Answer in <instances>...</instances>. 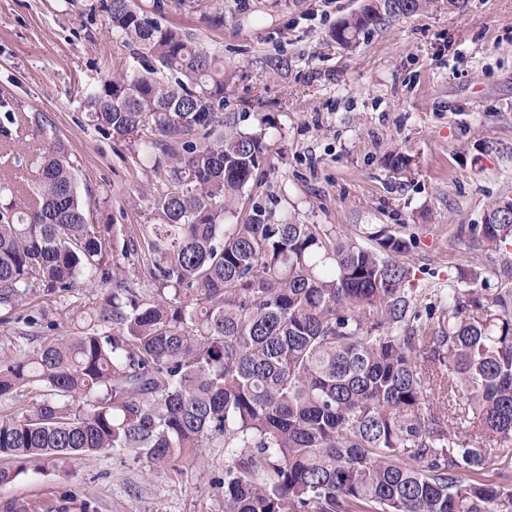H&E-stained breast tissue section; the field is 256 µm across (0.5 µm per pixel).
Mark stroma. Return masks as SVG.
I'll use <instances>...</instances> for the list:
<instances>
[{"label": "stroma", "mask_w": 512, "mask_h": 512, "mask_svg": "<svg viewBox=\"0 0 512 512\" xmlns=\"http://www.w3.org/2000/svg\"><path fill=\"white\" fill-rule=\"evenodd\" d=\"M134 0L162 26L192 34L224 58L226 116L268 146L259 180L229 223L254 207L273 219L321 224L363 241L371 229L414 236L404 254L415 283L448 287L459 269L499 287L496 257L469 249L458 226L483 223L512 201V0H429L336 43V24L365 0ZM110 0H0V145L23 152L65 144L94 223L116 240L153 223L161 179L139 137L115 139L91 125L85 92L131 76L136 49L107 21ZM224 15L211 26L206 12ZM410 161L401 171L389 155ZM104 306L100 288L34 292L16 318L0 312V354L72 330L79 311ZM48 309L26 327L30 310ZM224 442L194 462L157 469L108 450L33 465L0 499L33 512H224Z\"/></svg>", "instance_id": "35a3bbf8"}]
</instances>
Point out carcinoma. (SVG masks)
Returning a JSON list of instances; mask_svg holds the SVG:
<instances>
[{"label": "carcinoma", "mask_w": 512, "mask_h": 512, "mask_svg": "<svg viewBox=\"0 0 512 512\" xmlns=\"http://www.w3.org/2000/svg\"><path fill=\"white\" fill-rule=\"evenodd\" d=\"M424 3L374 0L333 37L351 46ZM109 18L140 69L86 99L100 131L145 135L167 175L142 232L150 289L105 274L138 249L109 251L63 145L27 187L0 180V309L106 287L102 316L0 357V485L110 449L194 461L218 435L224 512H512V491L474 478L512 479V288H475L466 269V288H419L399 260L413 237L387 229L364 245L260 207L224 223L267 151L224 119V61L132 0H110ZM20 167L1 147L0 170ZM457 236L512 280V218L494 205Z\"/></svg>", "instance_id": "obj_1"}]
</instances>
